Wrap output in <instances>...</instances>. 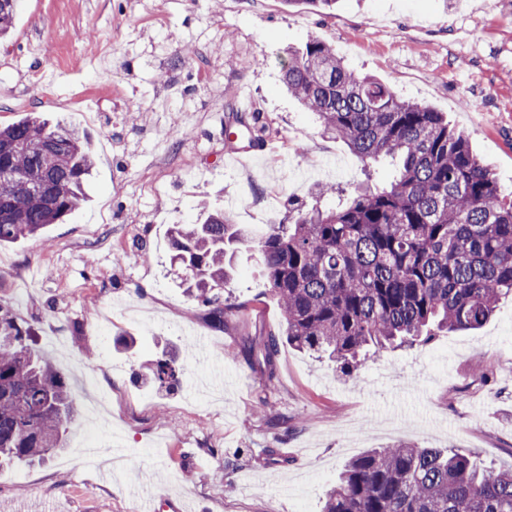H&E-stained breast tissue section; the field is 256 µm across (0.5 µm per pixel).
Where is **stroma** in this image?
I'll list each match as a JSON object with an SVG mask.
<instances>
[{
	"instance_id": "obj_1",
	"label": "stroma",
	"mask_w": 512,
	"mask_h": 512,
	"mask_svg": "<svg viewBox=\"0 0 512 512\" xmlns=\"http://www.w3.org/2000/svg\"><path fill=\"white\" fill-rule=\"evenodd\" d=\"M312 37L446 113L512 182V0H24L0 43V125L31 112L75 124L94 167L68 220L0 247V304L35 329L79 408L105 396L115 444L100 448L112 480L98 481L79 462V411L47 463L0 469V512H321L350 459L393 442L512 468V296L480 328L345 377L285 343L259 355L284 325L256 253L237 254L224 293L242 308L221 331L169 266L170 225L205 208L262 232L320 185L364 180L283 87L287 49ZM243 98L254 146L238 133ZM169 349L182 373L170 393L135 376Z\"/></svg>"
}]
</instances>
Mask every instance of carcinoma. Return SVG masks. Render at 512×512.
Returning <instances> with one entry per match:
<instances>
[{"label": "carcinoma", "mask_w": 512, "mask_h": 512, "mask_svg": "<svg viewBox=\"0 0 512 512\" xmlns=\"http://www.w3.org/2000/svg\"><path fill=\"white\" fill-rule=\"evenodd\" d=\"M20 0H0V39ZM288 92L343 141L364 168L389 161L393 180L371 181L347 198L334 185L318 196L335 207L294 209L290 224L260 235L222 210L170 229L181 286L218 330L241 305L224 297L243 246L261 259L288 345L353 375L363 358L441 332L477 329L512 294V192L443 113L346 66L326 42L288 49ZM36 149H30V146ZM0 246L62 224L86 199L93 159L78 128L28 116L0 127ZM42 190L35 192L32 181ZM35 331L0 305V468L43 462L63 447L76 412L64 376L33 350ZM149 379L180 384L171 355ZM323 512H512V470L487 468L458 450L389 444L352 459Z\"/></svg>", "instance_id": "cac0c4a2"}]
</instances>
